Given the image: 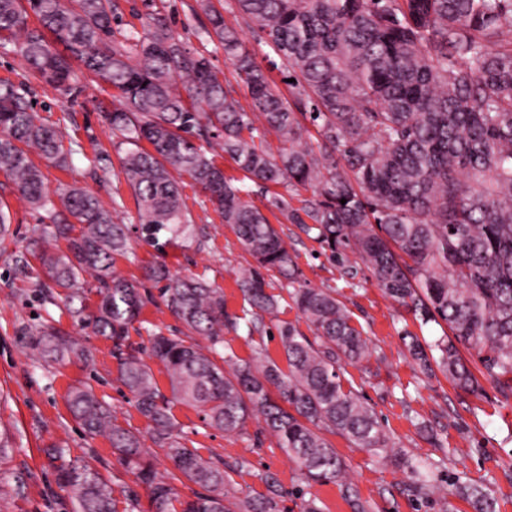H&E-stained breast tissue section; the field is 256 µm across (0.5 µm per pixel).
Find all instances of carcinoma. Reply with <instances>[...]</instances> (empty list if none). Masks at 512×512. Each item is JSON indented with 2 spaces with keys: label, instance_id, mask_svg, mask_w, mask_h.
Listing matches in <instances>:
<instances>
[{
  "label": "carcinoma",
  "instance_id": "1",
  "mask_svg": "<svg viewBox=\"0 0 512 512\" xmlns=\"http://www.w3.org/2000/svg\"><path fill=\"white\" fill-rule=\"evenodd\" d=\"M161 2L141 0V29L120 30L118 0H0V45H13L34 75L64 94L81 75L117 93L120 107L103 117L120 144L132 145L122 169L142 239L161 252L160 237L189 238L187 176L254 260L236 274L248 303L239 314L227 311L224 290L205 278H174L163 263L147 268L144 278L162 303L209 346L152 329L147 356L129 348V327L154 301L115 271L129 228L84 188L64 185L50 197L32 155L65 168L76 149L65 146L58 126L41 121L25 93L0 80V170L21 201L47 213L40 239L48 278L71 291L74 322L112 341L117 380L174 471L158 475L140 435L117 424L94 388L80 383L70 386L66 404L84 432L109 439L156 512H280L281 485L272 474L261 477L267 493L259 497L229 495L224 465L182 442L174 398L226 435L244 434L261 417L262 429L314 481H334L342 470L323 430L369 451L390 447L367 399L343 382V365L367 357L362 331L335 290L303 284L285 224L300 226L347 277L357 275L354 255L415 319L449 328L431 343L402 337L423 374L437 368L469 394L483 390V379L512 396V0H196L193 14L205 17L196 37L224 50L230 80L219 78L205 52L185 45ZM226 12L277 56L292 79L290 97ZM270 134L274 152L265 145ZM216 148L261 190L263 206L244 198L216 163ZM284 184L313 196L295 207L271 191ZM275 275L314 338L291 322L279 327L285 371L266 356L219 354L224 330L242 328L249 338L262 331L261 314L278 306L266 292ZM89 279L99 298L92 314L74 306L81 295L73 288ZM28 336L43 358L93 360L52 324ZM461 346L476 352L479 374ZM147 357L164 367L173 398L161 392ZM45 454L76 512H118L112 486L87 461L68 459L59 447ZM408 467L413 498L427 499L447 482L440 463ZM181 476L204 492L180 498L173 481Z\"/></svg>",
  "mask_w": 512,
  "mask_h": 512
}]
</instances>
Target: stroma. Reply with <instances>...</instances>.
Masks as SVG:
<instances>
[{"label":"stroma","mask_w":512,"mask_h":512,"mask_svg":"<svg viewBox=\"0 0 512 512\" xmlns=\"http://www.w3.org/2000/svg\"><path fill=\"white\" fill-rule=\"evenodd\" d=\"M1 79L27 85L39 117L60 124L65 142L78 146L69 170L42 163L47 190L77 184L104 201H117L113 214L117 222L136 223L137 209L121 173L123 151L101 114L102 108L118 104L112 89L93 83L81 93L63 95L31 75L9 45L0 47ZM183 197L193 219V238L175 239L159 253L131 237L127 254L116 259V271L139 281L146 267L162 260L173 275L196 274L223 288L228 310L240 312L245 301L235 282L236 272L250 257L231 226L224 224L212 205L204 204L196 185L184 182ZM0 200L9 205L13 216L11 236L0 241V512H75L70 495L46 465L43 450L54 444L67 448L70 456L89 461L111 482L117 500L135 490V512H153L148 491L135 485L133 475L113 455L108 439L87 437L65 402L69 386L90 383L109 403L119 424L146 438L147 420L116 380L112 344L74 324L62 299H41L36 278L42 267L33 242L40 237L43 215L17 199L1 172ZM284 231L308 283L335 289L366 339L368 358L346 366L344 384L361 392L374 407L394 448L416 461L444 460L450 481L482 488L494 499L496 512H512V398L504 399L489 384L482 394L474 395L455 390L442 373L423 375L409 358L401 333L407 330L432 342L443 335V327L415 320L377 287L366 268H359L355 279L346 280L299 226L288 224ZM20 253L26 255L28 268L16 265L14 257ZM268 291L280 298L277 316L265 318L263 331L251 337L242 330L226 331L224 347L246 361L262 351L281 365L285 357L277 323L291 322L303 330L308 324L293 302L282 296L278 280H271ZM46 321L89 348L93 364L55 363L33 355L26 330ZM173 414L188 447L206 460L223 463L232 478L229 491L240 499L265 493L262 477L272 473L283 489L281 512H304L310 494L316 496L322 512H355L357 500L367 512H477L473 500L448 494L441 487L431 490L428 502L412 501L404 491L410 473L392 451L372 452L333 435L330 441L343 472L336 480L310 483L275 439L262 433L258 420L248 422L245 435L227 436L207 426L194 408L178 404ZM144 448L158 472L172 470V463L152 441L146 438Z\"/></svg>","instance_id":"obj_1"}]
</instances>
